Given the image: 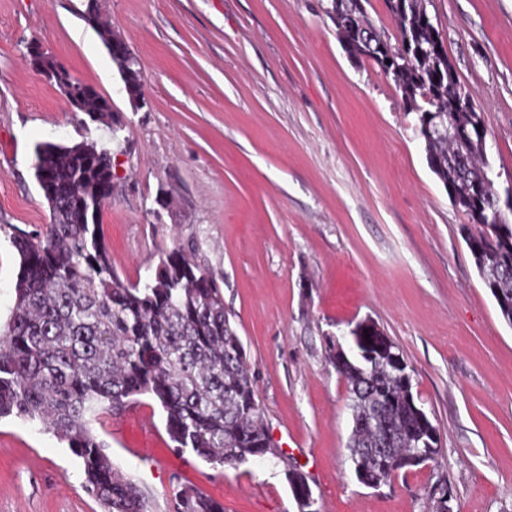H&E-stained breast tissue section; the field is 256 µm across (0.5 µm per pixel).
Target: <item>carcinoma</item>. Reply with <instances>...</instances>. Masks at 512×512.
<instances>
[{
    "label": "carcinoma",
    "instance_id": "obj_1",
    "mask_svg": "<svg viewBox=\"0 0 512 512\" xmlns=\"http://www.w3.org/2000/svg\"><path fill=\"white\" fill-rule=\"evenodd\" d=\"M339 0L336 19L342 36L352 27L372 29L366 15ZM424 0H385L394 31H376L391 45H428L431 52L401 58L382 69L407 108L435 112L445 122L466 125L469 113L456 108L457 73H448V55L437 28L417 22ZM100 4L89 0L86 20L100 28L107 47L111 35L99 23ZM112 59L123 79L141 90L135 63L119 50ZM86 105L108 102L89 84L78 83ZM428 165L459 198L461 212L495 219L498 192L484 186L493 176L480 146L467 147L436 135L425 141ZM34 175L48 203L51 221L43 230L14 229L10 241L19 257L15 305L0 332V419L38 423L67 443L81 459L85 489L104 512H151L147 495L112 464L93 430L108 413L117 415L138 397L156 401L165 414L174 448L213 466L237 467L273 453L246 365L244 347L224 313L216 281L182 251L160 261L151 281L125 284L112 271L98 217L112 197L111 152L83 141L40 143ZM468 248L494 299L512 300V250L482 249L483 229L473 230ZM375 354L366 366L344 361L329 347L328 362L346 382L352 430L350 460L368 478L386 482L408 467L406 460L435 425L421 415L412 388L405 387L408 365H392L382 345L383 331L366 327ZM298 501L309 484L284 470ZM177 512H224L222 503L198 489L177 495Z\"/></svg>",
    "mask_w": 512,
    "mask_h": 512
}]
</instances>
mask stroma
Segmentation results:
<instances>
[{"label":"stroma","mask_w":512,"mask_h":512,"mask_svg":"<svg viewBox=\"0 0 512 512\" xmlns=\"http://www.w3.org/2000/svg\"><path fill=\"white\" fill-rule=\"evenodd\" d=\"M87 0H0V324L15 304L11 227L50 221L37 144L113 152L98 221L124 283L181 248L213 276L244 346L276 457L237 468L174 449L150 399L94 431L115 467L175 512L194 487L224 512H297L285 463L318 512H512V326L430 169L401 94L352 60L330 0H100L137 60L134 106ZM448 58L487 131L498 192L512 185V0H427ZM62 64L112 113L66 105L30 56ZM370 320L400 348L439 430L436 461L378 488L359 483L350 398L328 340ZM0 512H102L80 459L40 425L0 420Z\"/></svg>","instance_id":"obj_1"}]
</instances>
